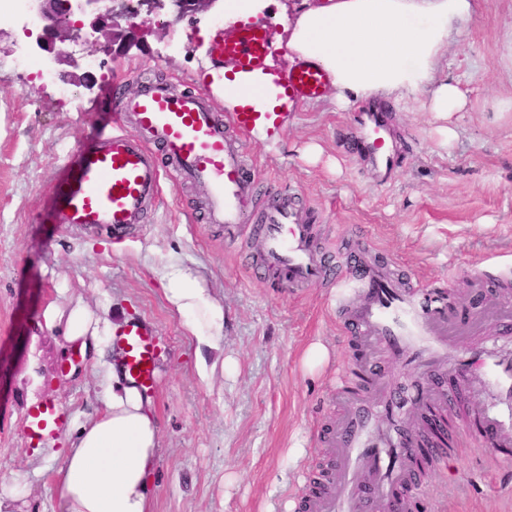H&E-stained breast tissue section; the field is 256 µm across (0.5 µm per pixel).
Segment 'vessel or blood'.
<instances>
[{"mask_svg": "<svg viewBox=\"0 0 512 512\" xmlns=\"http://www.w3.org/2000/svg\"><path fill=\"white\" fill-rule=\"evenodd\" d=\"M272 51L264 22H238L232 30L215 28L209 64L231 69L242 85L255 86L259 98L226 110L223 86L187 94L170 83H152L134 95L117 84L104 90L113 130L90 151L78 149L50 185L59 223L126 234L144 223L163 193V177L154 145H163L179 176L204 185L211 223L234 231L259 222V265L285 288L336 287V311L343 331L356 339L348 362L336 375L342 411L322 439L335 465L326 483L312 482L307 512H415L427 486L425 473L447 461L462 445L490 447L503 467H512V345L484 339L459 351L453 309L445 294L402 283L388 267L369 264L372 248L360 240L342 265L328 259L315 235L312 213L300 211L295 195L270 187L261 216L250 206L258 191L257 173L248 156L249 140L272 145L288 126V113L306 101L322 99L330 79L307 60L280 72L271 69ZM223 120H216V112ZM358 130L350 153L367 161L383 177L396 169L384 109L357 112ZM126 376L141 390L156 382L157 346L146 324L131 320L117 342ZM422 376L419 386L402 389L382 376L387 362ZM458 381L474 408V427L465 434L425 443L418 415L444 414L449 389ZM375 397L366 404L365 393ZM28 437L39 445L65 418L54 402L30 412Z\"/></svg>", "mask_w": 512, "mask_h": 512, "instance_id": "1", "label": "vessel or blood"}]
</instances>
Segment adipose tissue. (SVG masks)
I'll use <instances>...</instances> for the list:
<instances>
[{
    "mask_svg": "<svg viewBox=\"0 0 512 512\" xmlns=\"http://www.w3.org/2000/svg\"><path fill=\"white\" fill-rule=\"evenodd\" d=\"M472 0H332L311 5L287 26L292 57L330 74L338 105L379 95L405 103L430 89V111L448 118L462 111L458 85L436 80L448 53V34L470 18ZM166 295L181 313L204 308L209 349L223 351L224 310L185 274L175 271ZM107 411L61 449L55 494L58 512H152V474L158 428L152 402L119 363L108 373Z\"/></svg>",
    "mask_w": 512,
    "mask_h": 512,
    "instance_id": "adipose-tissue-1",
    "label": "adipose tissue"
}]
</instances>
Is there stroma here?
Instances as JSON below:
<instances>
[{"label":"stroma","mask_w":512,"mask_h":512,"mask_svg":"<svg viewBox=\"0 0 512 512\" xmlns=\"http://www.w3.org/2000/svg\"><path fill=\"white\" fill-rule=\"evenodd\" d=\"M223 15L219 2L182 18L174 50L167 15L154 13L136 45L105 56L86 86L65 64L52 82L12 66L23 34L0 17V497L21 492L23 512H57L55 452L104 411L111 334L131 319L150 324L159 356L149 393L160 429L154 512H295L306 474L328 461L320 436L336 417L335 376L352 348L330 288L291 293L257 270L250 232L230 237L208 223L204 189L178 182L171 164L148 223L117 241L58 223L49 194L71 151L94 148L111 130L105 85L119 75L131 93L144 81L200 88L204 35ZM444 72L468 96L451 119L455 139L443 144L421 93L391 114L400 164L390 178L348 154L350 113L328 96L289 114L277 145L255 141L248 151L261 187L289 188L317 213L331 252L366 236L373 257L405 281L458 293L468 310L492 281L512 282V0H475L448 37ZM175 270L224 308V370L209 379L198 371L206 350L189 316L164 292ZM78 306L97 351L64 339ZM317 342L328 357L312 364ZM45 400L63 407L67 423L34 450L27 412ZM427 484L423 512H512V471L489 448L459 449Z\"/></svg>","instance_id":"obj_1"}]
</instances>
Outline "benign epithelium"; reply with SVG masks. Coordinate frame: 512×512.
<instances>
[{
    "mask_svg": "<svg viewBox=\"0 0 512 512\" xmlns=\"http://www.w3.org/2000/svg\"><path fill=\"white\" fill-rule=\"evenodd\" d=\"M41 20V32L35 48L49 63H60L67 55L58 45L81 36L85 27L94 34V43L110 53L122 44L127 32L119 20L129 18L114 0H34Z\"/></svg>",
    "mask_w": 512,
    "mask_h": 512,
    "instance_id": "1",
    "label": "benign epithelium"
}]
</instances>
